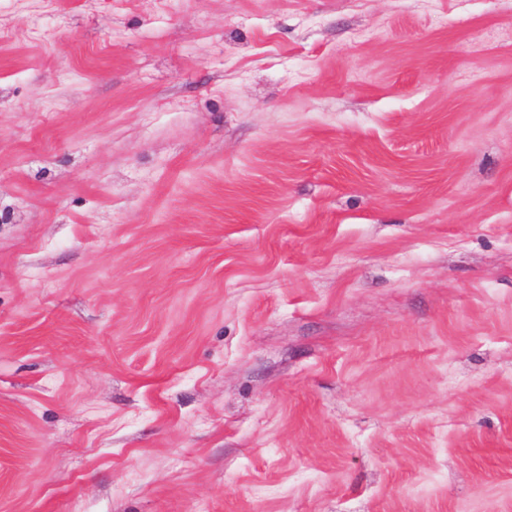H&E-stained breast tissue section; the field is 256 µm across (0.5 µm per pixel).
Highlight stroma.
I'll use <instances>...</instances> for the list:
<instances>
[{
  "mask_svg": "<svg viewBox=\"0 0 512 512\" xmlns=\"http://www.w3.org/2000/svg\"><path fill=\"white\" fill-rule=\"evenodd\" d=\"M0 512H512V0H0Z\"/></svg>",
  "mask_w": 512,
  "mask_h": 512,
  "instance_id": "stroma-1",
  "label": "stroma"
}]
</instances>
